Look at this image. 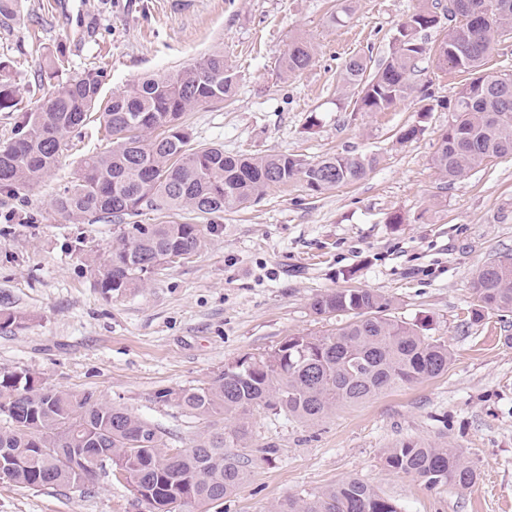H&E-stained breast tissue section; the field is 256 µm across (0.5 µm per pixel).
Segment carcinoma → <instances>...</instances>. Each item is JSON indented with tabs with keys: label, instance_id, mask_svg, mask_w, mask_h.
Masks as SVG:
<instances>
[{
	"label": "carcinoma",
	"instance_id": "1",
	"mask_svg": "<svg viewBox=\"0 0 512 512\" xmlns=\"http://www.w3.org/2000/svg\"><path fill=\"white\" fill-rule=\"evenodd\" d=\"M487 16L454 21L439 44V67L466 75L448 106V128L433 156L442 178L455 180L490 158L512 157V77L484 70L498 44L512 35V0H473ZM439 3L420 0L384 61L354 54L340 72L344 85L361 87L356 112H382L414 91L410 75L426 48L417 34L435 26ZM314 47L294 40L280 61L287 75L309 67ZM64 61L48 55L37 71L43 90L35 106L20 96L0 61V112L19 118L13 138L0 145V191L15 192L52 172L70 139L92 118L106 73L90 66L65 75ZM236 92L224 53L213 51L174 74L147 77L112 96L98 120L112 148L87 155L56 194L54 209L77 223L111 218L121 223L112 252L95 263V287L122 295L144 286L165 257L194 255L205 225L135 224L141 211H187L213 219L260 200L273 185L298 182L311 192L362 179L377 159L337 153L305 161L288 153L229 155L217 145L192 147L184 113L224 101ZM512 255L483 265L472 281L471 320L512 312ZM312 311L341 319L327 334L290 336L251 363L226 365L200 387L164 390L173 403L205 423L175 459L153 423L102 403L91 391L51 388L27 371L0 374V459L10 481L29 488L89 486L99 473L130 472L148 497L149 512H214L243 481L249 463L247 419L262 409L306 422L338 404L435 378L448 371V344L426 337V320L409 323L390 313L383 296L359 288L317 295ZM19 311L0 308V329L19 327ZM232 416L235 422L224 423ZM243 452L232 453L230 449ZM395 473L424 484L469 487L477 473L463 454L426 440H401L384 453ZM276 512H397L367 483L351 478L308 496H290Z\"/></svg>",
	"mask_w": 512,
	"mask_h": 512
}]
</instances>
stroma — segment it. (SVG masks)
I'll list each match as a JSON object with an SVG mask.
<instances>
[{
	"label": "stroma",
	"instance_id": "35a3bbf8",
	"mask_svg": "<svg viewBox=\"0 0 512 512\" xmlns=\"http://www.w3.org/2000/svg\"><path fill=\"white\" fill-rule=\"evenodd\" d=\"M336 0H19L0 18V59L20 93L35 98L44 54L71 71L94 61L108 74L103 99L147 74H167L220 49L233 70L232 100L185 116L193 144L236 154L376 156L361 180L316 194L292 182L224 213L191 258L158 267L144 287L107 297L86 255H108L119 227L68 223L52 208L84 156L107 146L89 123L56 169L29 187L0 191V304L23 325L0 331V371H27L52 388L89 390L162 428L179 448L202 421L162 402L164 389L203 385L237 359L285 338L323 334L316 295L361 288L392 300L397 319H428L452 353L447 373L341 404L314 423L266 411L249 420L251 463L223 512H275L350 478L371 485L398 512H512V313L470 318L471 282L484 264L512 255V157L492 158L444 181L432 163L461 76L439 68L435 47L451 24L420 32L427 52L411 76L416 91L382 112H358L356 86L339 72L360 53L381 60L417 0H356L331 25ZM295 38L315 60L283 75ZM433 94L421 102L417 90ZM428 113H421V106ZM420 125L416 139L397 136ZM401 223H392V216ZM426 439L458 449L478 479L430 487L386 467L393 443ZM0 512H142L128 485L99 475L91 488H27L0 480Z\"/></svg>",
	"mask_w": 512,
	"mask_h": 512
}]
</instances>
